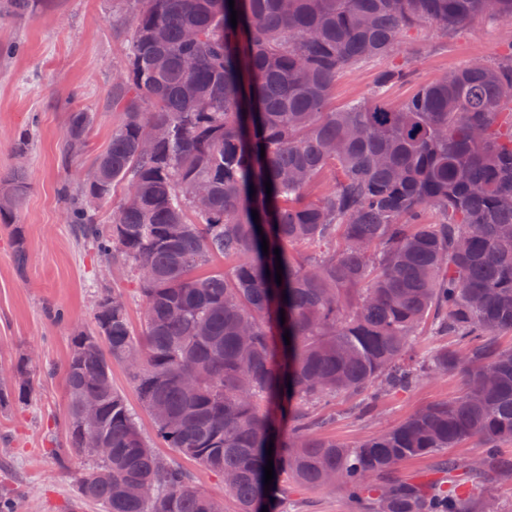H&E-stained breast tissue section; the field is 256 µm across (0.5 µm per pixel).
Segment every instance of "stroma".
Listing matches in <instances>:
<instances>
[{
	"mask_svg": "<svg viewBox=\"0 0 512 512\" xmlns=\"http://www.w3.org/2000/svg\"><path fill=\"white\" fill-rule=\"evenodd\" d=\"M141 0H38L25 14L11 12L0 0V190L16 168L26 173L27 191L15 219L27 247V265L17 272L10 227L0 223V369L14 367L29 352L32 402L0 410V489L17 500L19 512H70L74 477L83 460L60 461L64 447L67 386L62 367L73 330L93 316L94 288L116 284L130 289V272L107 264L81 241L71 224L60 188L81 193L83 173L107 147L120 121L112 110V88L127 67V40ZM512 20L487 19L460 32L443 33L432 25L414 31L399 44L398 58H411V81L391 86L387 97L400 103L417 85L466 65L472 58L494 60L505 51ZM385 61L340 73L333 102L343 106L370 97ZM90 113L81 155L66 161L70 112ZM24 153H16L17 142ZM65 309L70 319L52 320L50 308ZM460 376L423 379L405 393L382 398L373 416L360 418L354 397L329 402L321 437L356 445L397 426L430 404L456 397ZM466 468L441 473L430 457L407 460L402 474L429 480L433 488H459L472 502L496 501L512 512V479L488 478L469 464L482 454L469 440L449 449ZM340 489L311 490L288 481V512H353Z\"/></svg>",
	"mask_w": 512,
	"mask_h": 512,
	"instance_id": "35a3bbf8",
	"label": "stroma"
}]
</instances>
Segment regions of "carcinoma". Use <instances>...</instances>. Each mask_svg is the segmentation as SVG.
Segmentation results:
<instances>
[{
    "mask_svg": "<svg viewBox=\"0 0 512 512\" xmlns=\"http://www.w3.org/2000/svg\"><path fill=\"white\" fill-rule=\"evenodd\" d=\"M235 10L234 28L229 0H144L112 89L121 122L84 172V198L68 199L77 233L130 269L144 304L136 335L127 297L102 286L92 328L70 336L60 456L91 455L87 401L112 448L77 478L74 509L223 512L144 438L112 385L116 362L143 407L164 410L157 437L223 476L241 512L287 499L290 475L345 491L358 512H465L456 490L435 493L399 468L435 456L458 470L443 452L476 440V467L512 478V455L499 451L512 442V346L500 342L512 335V40L397 106L383 93L410 79L407 61L380 71L367 100L337 109L330 95L342 71L391 57L421 25L512 19V0H235ZM89 121L70 113V154ZM13 180L5 224L26 188L23 170ZM118 187L112 223H97L91 205ZM13 235L21 273L20 226ZM429 317L460 347L410 354ZM28 364L14 366L15 384L0 379V406L27 401ZM450 372L462 375L459 396L354 448L318 434L313 409L328 397L369 390V413L378 396ZM98 418V408L94 402H88L84 405L82 414L83 427L87 432V448H93L94 454L99 458H108L112 455V448L104 446L91 436Z\"/></svg>",
    "mask_w": 512,
    "mask_h": 512,
    "instance_id": "1",
    "label": "carcinoma"
}]
</instances>
